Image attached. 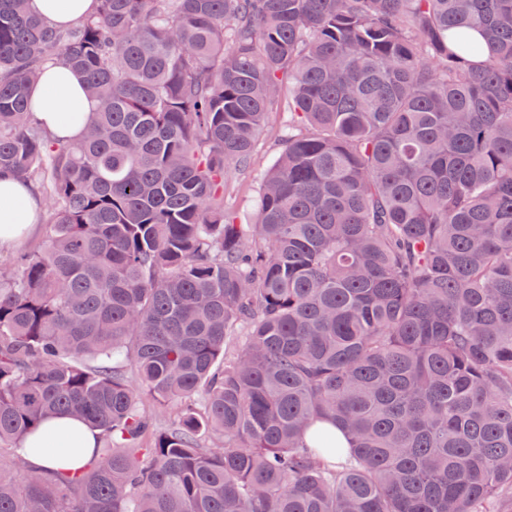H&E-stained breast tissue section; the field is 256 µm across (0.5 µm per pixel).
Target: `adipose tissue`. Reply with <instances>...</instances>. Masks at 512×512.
Here are the masks:
<instances>
[{"mask_svg":"<svg viewBox=\"0 0 512 512\" xmlns=\"http://www.w3.org/2000/svg\"><path fill=\"white\" fill-rule=\"evenodd\" d=\"M29 6L35 14L68 26L94 11L96 0H30ZM32 95L38 104L39 119L53 136L64 141L82 136L93 116V104L84 93L79 74L61 65L46 66ZM40 208L39 197L29 182L18 177L0 179V250L11 249L34 231ZM67 424L70 437L65 454L45 456L39 450L41 435L30 439L27 460L32 467L75 473L93 463L96 431L77 419H68Z\"/></svg>","mask_w":512,"mask_h":512,"instance_id":"1","label":"adipose tissue"}]
</instances>
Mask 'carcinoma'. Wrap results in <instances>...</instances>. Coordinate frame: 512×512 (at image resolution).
Masks as SVG:
<instances>
[{
    "label": "carcinoma",
    "mask_w": 512,
    "mask_h": 512,
    "mask_svg": "<svg viewBox=\"0 0 512 512\" xmlns=\"http://www.w3.org/2000/svg\"><path fill=\"white\" fill-rule=\"evenodd\" d=\"M49 62L96 102L75 142L35 117ZM285 73L239 224L225 181ZM3 175L49 231L0 276V512L512 494V0H97L70 27L0 0ZM62 417L103 441L76 475L26 461ZM288 134V104L284 101L270 112L265 128L255 147L249 168L233 170L224 195V205L244 224H255L254 201L261 171L270 166L285 147Z\"/></svg>",
    "instance_id": "carcinoma-1"
}]
</instances>
